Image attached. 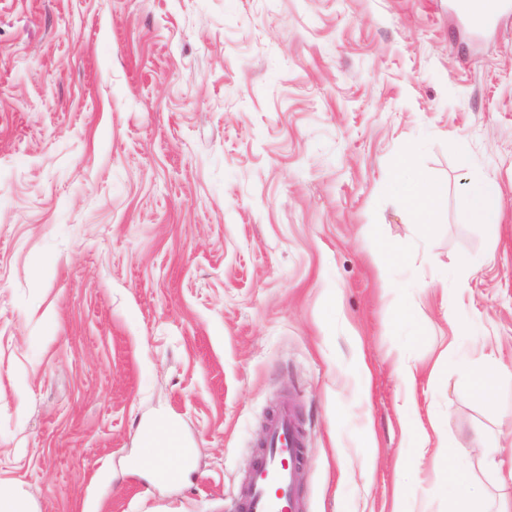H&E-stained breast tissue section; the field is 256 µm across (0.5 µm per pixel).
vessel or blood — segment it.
<instances>
[{
	"mask_svg": "<svg viewBox=\"0 0 512 512\" xmlns=\"http://www.w3.org/2000/svg\"><path fill=\"white\" fill-rule=\"evenodd\" d=\"M502 0H468L466 16L474 26L491 21ZM302 440L290 408H282L268 423L266 445L255 457L239 487L236 512H304L297 474L304 463Z\"/></svg>",
	"mask_w": 512,
	"mask_h": 512,
	"instance_id": "obj_1",
	"label": "vessel or blood"
}]
</instances>
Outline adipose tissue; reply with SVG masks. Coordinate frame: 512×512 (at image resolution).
<instances>
[{
    "label": "adipose tissue",
    "instance_id": "obj_1",
    "mask_svg": "<svg viewBox=\"0 0 512 512\" xmlns=\"http://www.w3.org/2000/svg\"><path fill=\"white\" fill-rule=\"evenodd\" d=\"M388 189L408 199L417 223L422 225L431 222L439 201L447 193L440 181L424 177L408 154L389 173ZM465 206L475 223L485 225L488 232H496L504 213V203L494 181L483 180L470 186L465 194ZM461 369L486 407L495 409V393L505 368L491 344H483L479 359L463 362ZM453 496L454 512H512V498L488 497L468 478L454 486Z\"/></svg>",
    "mask_w": 512,
    "mask_h": 512
}]
</instances>
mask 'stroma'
Wrapping results in <instances>:
<instances>
[{"instance_id": "obj_1", "label": "stroma", "mask_w": 512, "mask_h": 512, "mask_svg": "<svg viewBox=\"0 0 512 512\" xmlns=\"http://www.w3.org/2000/svg\"><path fill=\"white\" fill-rule=\"evenodd\" d=\"M408 150L447 185L424 235L385 189ZM482 178L493 237L462 204ZM486 336L495 413L460 369ZM285 403L306 512H451L404 420L512 444V11L0 0V479L36 512H232ZM168 422L174 482L139 463ZM468 7L464 9L472 24L480 27L491 21L500 11L503 0H467ZM465 206L471 219L484 224L494 234L504 213V203L498 185L492 180H483L470 186L465 194Z\"/></svg>"}]
</instances>
